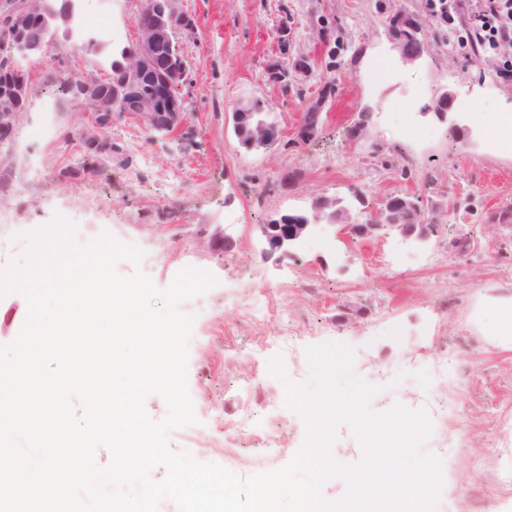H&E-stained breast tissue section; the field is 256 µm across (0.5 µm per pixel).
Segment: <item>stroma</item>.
<instances>
[{"label": "stroma", "mask_w": 512, "mask_h": 512, "mask_svg": "<svg viewBox=\"0 0 512 512\" xmlns=\"http://www.w3.org/2000/svg\"><path fill=\"white\" fill-rule=\"evenodd\" d=\"M428 0H181L191 31L175 42L186 77L180 88L187 120L166 134L149 131L132 115L113 120L116 145L108 172L69 180L80 167V146L93 110L61 85L74 74L104 79L122 48L137 37L144 0H109L100 16L111 41L76 47L57 33L55 48L23 60L31 92L15 136L0 148V270L21 257L34 231L63 216L85 244L102 233L140 247V264L122 260L120 275L147 273L157 288L184 268L213 274L218 284L183 303L195 314L189 344L188 390L196 425L169 431V443L196 448L202 462L229 460L239 478L287 465L302 447L306 425L285 403V381L308 374L304 349L329 341L356 352L355 371L382 391L377 410L394 402L418 409L432 394L442 424L427 441L453 439L458 453L443 463L436 512H512V491L494 473L512 453V341L494 324L512 308V152L493 147L488 127L462 112L471 95L478 112L512 105V83L496 75L498 60L474 56L429 25L424 49L403 64L390 37L392 14L426 17ZM289 29L294 54L308 74L283 93L269 75L285 64L278 51ZM332 97L322 98L326 84ZM452 93L447 120L433 102ZM260 101L279 125L274 144L246 147L233 133L238 100ZM322 100L321 125L306 144L295 141L308 104ZM367 133L351 139L360 113ZM300 178L282 188L278 175ZM363 192L378 212L393 195L448 208L447 224L420 244L387 231L357 239L342 225L323 226L281 262L265 259L253 225L275 214L306 209L315 196L351 203ZM226 228L233 251L211 250L204 228ZM474 249L459 255L455 239ZM293 339L285 357L277 338ZM447 358L448 372L422 388L414 372ZM282 359L285 376L270 370ZM407 372L398 387L387 374ZM253 428L240 430L239 419Z\"/></svg>", "instance_id": "stroma-1"}]
</instances>
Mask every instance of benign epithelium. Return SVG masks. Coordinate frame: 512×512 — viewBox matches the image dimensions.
<instances>
[{
	"instance_id": "benign-epithelium-1",
	"label": "benign epithelium",
	"mask_w": 512,
	"mask_h": 512,
	"mask_svg": "<svg viewBox=\"0 0 512 512\" xmlns=\"http://www.w3.org/2000/svg\"><path fill=\"white\" fill-rule=\"evenodd\" d=\"M76 12L75 0H54L48 8V14L54 28L70 29ZM186 16L172 8L171 0H147L143 16L138 20V37L134 47L123 55V61L115 62L114 68L121 74V81L112 89V100L102 102L99 85L86 84L79 76H71L74 97L92 102L97 112L102 114V123L112 126V120L126 113L139 116L150 130L165 126L171 130L180 127L185 120L184 107L181 101L167 95V91L179 87L185 79V69L180 60L171 55H163V47L170 42L173 33L186 26ZM406 19L395 14L390 18L391 39L400 59L406 64L418 60L421 53L415 51L409 36ZM19 47L27 58H39L54 47L52 39L44 31L33 29L17 30V35L0 42V61H10L11 51ZM155 79L152 92H143L144 79ZM27 89V78L18 79L10 97L0 101V139H9L18 125L24 112L16 108L14 100L21 97ZM320 105L309 107L298 128V141L305 143L316 134L320 122ZM321 202V208L330 212L316 214L313 221L297 224L282 213L271 219L267 224H256L257 239L262 246V254L266 258L282 259L291 254L295 246L314 232L317 226L325 223L336 224L335 204L324 196L313 198ZM436 218L428 220L421 210L414 211L406 201H401L397 210L389 211L387 219L398 225L401 236L417 242H426L437 233L440 222V211H434ZM208 246L213 250L231 251L236 241L221 228L214 229L207 238Z\"/></svg>"
}]
</instances>
